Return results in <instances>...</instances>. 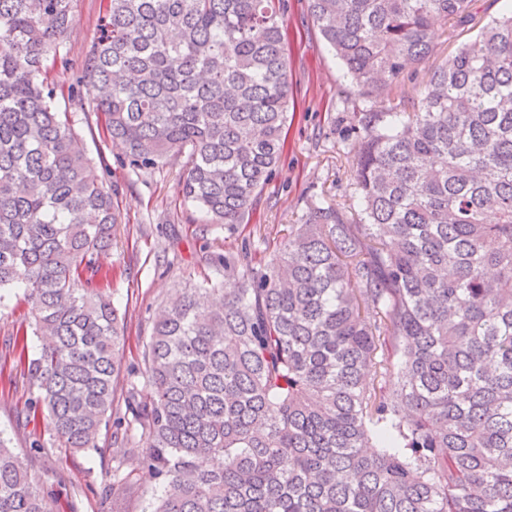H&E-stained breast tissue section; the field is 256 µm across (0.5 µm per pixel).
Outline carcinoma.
I'll use <instances>...</instances> for the list:
<instances>
[{
  "mask_svg": "<svg viewBox=\"0 0 512 512\" xmlns=\"http://www.w3.org/2000/svg\"><path fill=\"white\" fill-rule=\"evenodd\" d=\"M75 0H0V308L14 288L41 346L24 369L51 447L146 466V512H512V11L429 72L410 112L374 98L434 52L472 0H307L346 68L349 210L318 200L268 262L171 292L142 352L99 254L120 215L48 70ZM284 0H103L83 112L140 169L186 155L179 195L241 224L285 148ZM122 401L124 412L114 411ZM0 437V512H43Z\"/></svg>",
  "mask_w": 512,
  "mask_h": 512,
  "instance_id": "carcinoma-1",
  "label": "carcinoma"
}]
</instances>
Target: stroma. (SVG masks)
Returning a JSON list of instances; mask_svg holds the SVG:
<instances>
[{
  "label": "stroma",
  "mask_w": 512,
  "mask_h": 512,
  "mask_svg": "<svg viewBox=\"0 0 512 512\" xmlns=\"http://www.w3.org/2000/svg\"><path fill=\"white\" fill-rule=\"evenodd\" d=\"M101 14V0H76L65 61L51 71L49 81L63 89L76 83L86 52L101 35ZM283 22L291 88L288 148L244 223L195 220L178 195L185 156L167 158L153 169H136L122 146L102 129L96 113L72 115L99 175L116 191L121 222L100 264L112 277V299L124 323V367L141 368L143 346L169 292L206 278L223 280L218 255L234 250L248 254L253 263L267 262L311 199H323L342 210L349 205L351 148L358 135L353 110L344 103L350 81L310 17L307 0H285ZM476 35V28L457 33L452 24L437 23L434 55L394 80L377 98L376 109L388 112L400 100H419L430 68ZM28 310L19 293L0 310V434L25 457L43 486L48 512H144L158 484L143 467L136 474V494L113 499L112 458L122 454L123 447L113 442L111 434L102 435L98 452L91 455L51 447L31 449L33 437L47 434L48 428L44 420L26 419V405L37 388L22 372L15 341L28 324Z\"/></svg>",
  "instance_id": "obj_1"
}]
</instances>
